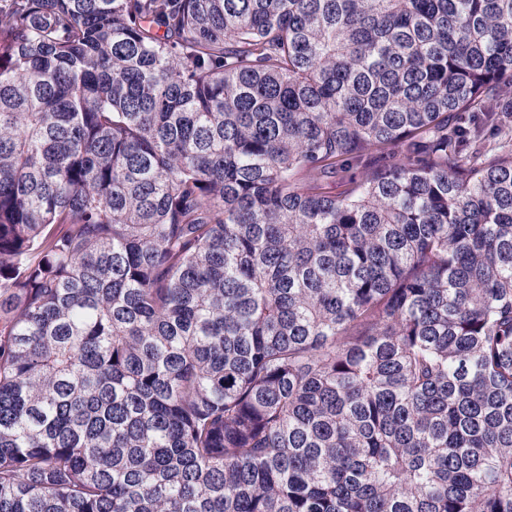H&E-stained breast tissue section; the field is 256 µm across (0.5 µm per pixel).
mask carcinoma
Masks as SVG:
<instances>
[{"label": "carcinoma", "instance_id": "cac0c4a2", "mask_svg": "<svg viewBox=\"0 0 512 512\" xmlns=\"http://www.w3.org/2000/svg\"><path fill=\"white\" fill-rule=\"evenodd\" d=\"M510 101L512 0H0V512H512Z\"/></svg>", "mask_w": 512, "mask_h": 512}]
</instances>
